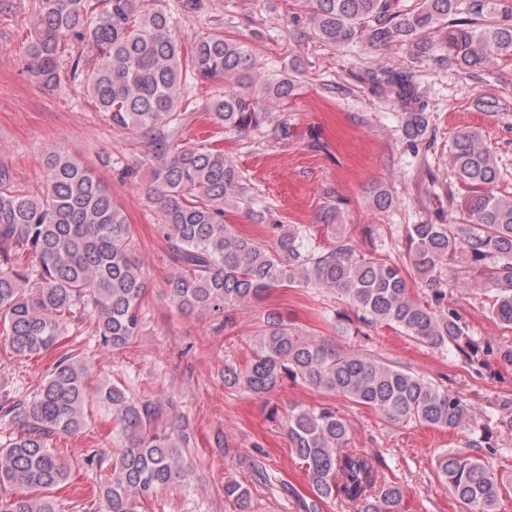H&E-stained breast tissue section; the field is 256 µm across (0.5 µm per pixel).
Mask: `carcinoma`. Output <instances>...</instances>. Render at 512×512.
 I'll list each match as a JSON object with an SVG mask.
<instances>
[{
	"label": "carcinoma",
	"mask_w": 512,
	"mask_h": 512,
	"mask_svg": "<svg viewBox=\"0 0 512 512\" xmlns=\"http://www.w3.org/2000/svg\"><path fill=\"white\" fill-rule=\"evenodd\" d=\"M503 2L470 0L467 18L458 17V0H415L409 8L400 0H303V7L309 33L327 45L406 44L418 59L446 50L460 68L477 71L495 58L512 59V7ZM27 53L37 81L54 87L82 80L97 111L118 130L150 133L177 120L190 78L224 81L210 118L239 135L260 129L270 105L296 91L289 77H261L239 40L211 35L185 51L176 18L160 0H39ZM371 81L394 90L406 108L420 98L411 71L381 69ZM428 126V113H402L401 135L409 144L422 141ZM159 154L145 193L162 215L173 264L167 283L185 312H220L227 325L231 311L273 288H316L344 296L363 325H394L419 343L473 362L480 347L442 288L462 257L495 289L493 318L512 325V195L497 191L501 171L476 128L458 131L449 147L453 175L470 195L451 223L404 225L407 267L363 252L350 237H337L326 251L309 249L303 227L286 230L269 210L254 209L237 165L219 148L161 142ZM42 161L40 196L15 187L0 166V335L17 356L39 355L59 343L66 319L79 313L104 348L121 350L142 332L149 289L132 225L79 159L50 147ZM242 207L267 223L274 250L224 223L225 211ZM410 271L428 286V299L412 296ZM286 380L372 409L392 424H477L458 393L382 357L303 334L270 312L253 336L248 364L224 366V383L264 395ZM89 382V364L68 349L32 398L0 400V430L8 432L0 444V484L14 490L0 496V512H60L54 491L69 480L70 465L50 442L83 430L94 400L123 443L111 477L97 489L104 512H138L140 502L189 477L184 428L158 427L156 404L122 385L101 382L92 390ZM287 431L312 488L301 512H322L331 498L344 512H402V487L387 479L373 454L351 446L348 424L335 409L291 407ZM436 468L465 512H498L506 486L481 458L450 452L438 457ZM224 497L250 512V492L241 482H225Z\"/></svg>",
	"instance_id": "obj_1"
}]
</instances>
